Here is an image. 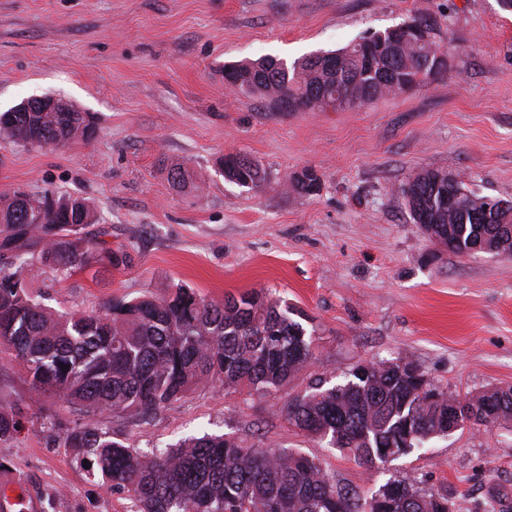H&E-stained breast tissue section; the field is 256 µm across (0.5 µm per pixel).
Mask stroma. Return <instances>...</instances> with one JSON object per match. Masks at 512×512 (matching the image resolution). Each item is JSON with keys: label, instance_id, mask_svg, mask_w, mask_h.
Instances as JSON below:
<instances>
[{"label": "stroma", "instance_id": "stroma-1", "mask_svg": "<svg viewBox=\"0 0 512 512\" xmlns=\"http://www.w3.org/2000/svg\"><path fill=\"white\" fill-rule=\"evenodd\" d=\"M428 21L451 47L444 78L343 112H287L234 92L225 67L264 56L294 62L369 32ZM54 96L89 114L92 141L61 149L0 142V193L51 190L91 199L108 246L128 265H98L33 299L92 314L182 283L207 299L263 291L315 337V362L274 398L217 387L188 392L145 423L101 414L140 453L188 435L233 434L318 457L338 486L371 495L398 480L448 496L456 512H512V424H468L378 469L288 423L284 402L317 376L403 359L453 394L512 387V258L459 255L410 220L398 188L422 169L460 176L512 201V14L498 0H0V112ZM258 160L242 187L225 153ZM185 183L172 184L171 166ZM314 168L299 194L287 174ZM0 345V404L24 401L26 427L0 440V512H135L63 447L50 419L83 413L28 398Z\"/></svg>", "mask_w": 512, "mask_h": 512}]
</instances>
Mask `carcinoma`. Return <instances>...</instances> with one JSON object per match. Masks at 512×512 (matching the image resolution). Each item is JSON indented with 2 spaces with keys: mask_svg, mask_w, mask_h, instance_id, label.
I'll return each instance as SVG.
<instances>
[{
  "mask_svg": "<svg viewBox=\"0 0 512 512\" xmlns=\"http://www.w3.org/2000/svg\"><path fill=\"white\" fill-rule=\"evenodd\" d=\"M410 25L374 33L343 49L291 64L265 58L224 70L230 87L279 94L295 111H346L426 82L424 66L440 47L411 42ZM38 99L0 113V141L63 148L90 141L87 113L38 112ZM230 175L264 181L259 161L225 156ZM424 169L401 188L414 224H428L449 251L481 244L512 257V213L481 224V198L465 184L438 181ZM99 223L85 197L51 191L0 195V344L12 349L29 379L30 398L55 399L85 414L102 410L145 419L198 387L219 386L250 397L277 393L315 359L313 334L294 310L261 293L207 300L177 285L162 297L143 296L95 314H63L34 301L28 278L49 269L67 276L106 263H127L85 229ZM402 360L354 368L344 381L312 379L283 407L288 422L368 466L385 463L446 434L448 410L462 404L486 427L512 422V387L460 398L438 390ZM23 409L0 406V440L22 430ZM64 446L91 456L106 485L132 499L137 512H454L444 493L387 482L369 497L336 486L319 459L299 451L262 448L235 436L191 437L149 455L112 437L95 421L51 422Z\"/></svg>",
  "mask_w": 512,
  "mask_h": 512,
  "instance_id": "cac0c4a2",
  "label": "carcinoma"
}]
</instances>
